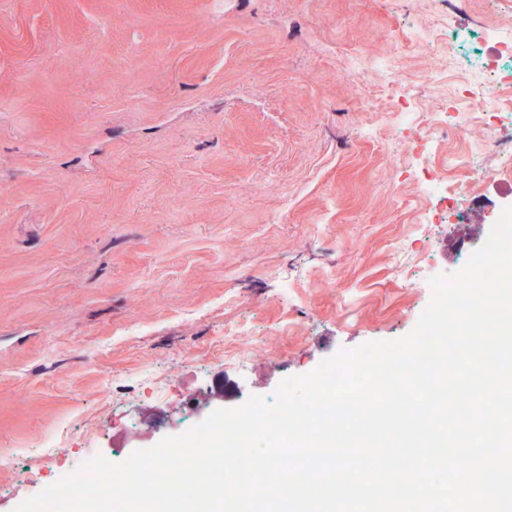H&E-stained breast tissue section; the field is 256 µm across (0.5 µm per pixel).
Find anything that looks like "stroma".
I'll use <instances>...</instances> for the list:
<instances>
[{
  "mask_svg": "<svg viewBox=\"0 0 512 512\" xmlns=\"http://www.w3.org/2000/svg\"><path fill=\"white\" fill-rule=\"evenodd\" d=\"M483 25L512 29V0H0V452L69 421L54 478L87 451L118 464L183 433L186 395L203 419L411 332L418 280L458 272L512 185L437 211L416 171L493 165L480 124L410 151L357 58L389 59L427 114L475 69L403 51L406 31ZM145 369L162 402L131 388ZM43 488L0 466V512Z\"/></svg>",
  "mask_w": 512,
  "mask_h": 512,
  "instance_id": "obj_1",
  "label": "stroma"
}]
</instances>
